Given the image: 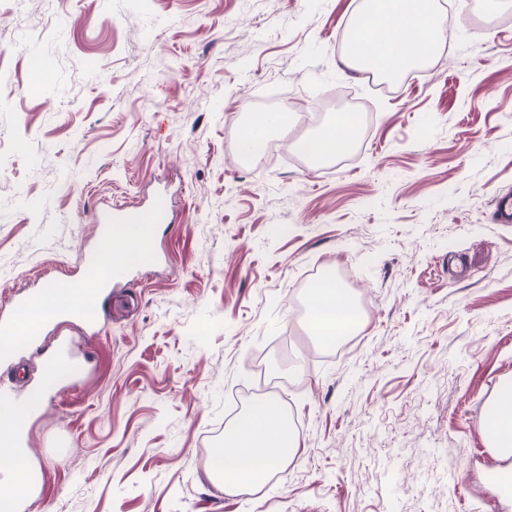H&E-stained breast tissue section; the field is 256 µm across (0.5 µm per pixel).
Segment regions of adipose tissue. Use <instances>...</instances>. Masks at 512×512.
<instances>
[{
	"mask_svg": "<svg viewBox=\"0 0 512 512\" xmlns=\"http://www.w3.org/2000/svg\"><path fill=\"white\" fill-rule=\"evenodd\" d=\"M447 28L433 11L430 0H366L364 11L343 64L350 70H375L400 76L423 65L443 41ZM356 123L352 113H337L318 135L295 142L304 155L323 158L348 150ZM311 332L323 344L341 340L359 323L358 312L336 279L325 277L308 296ZM64 370L51 362L43 384L23 401L0 406V430L25 425L39 406L43 390L54 385ZM495 420L489 433L492 447L512 454V383L504 384L493 400ZM298 447V437L280 402L272 397L252 400L225 431L221 444L209 454L206 474L223 479L225 491L262 479L287 462Z\"/></svg>",
	"mask_w": 512,
	"mask_h": 512,
	"instance_id": "1",
	"label": "adipose tissue"
}]
</instances>
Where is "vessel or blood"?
Here are the masks:
<instances>
[{
  "instance_id": "b4317fda",
  "label": "vessel or blood",
  "mask_w": 512,
  "mask_h": 512,
  "mask_svg": "<svg viewBox=\"0 0 512 512\" xmlns=\"http://www.w3.org/2000/svg\"><path fill=\"white\" fill-rule=\"evenodd\" d=\"M169 216V202L164 195H157L148 206L122 207L112 211L96 214L94 222L98 228L96 244L89 252L85 267L87 270L96 268L103 251L111 248L116 239L117 229L125 224H163ZM128 266L120 261H113L109 269L101 271L97 279H88L86 274L80 275V282L88 286L87 294L92 299H99L103 290L112 282L120 280L128 273ZM43 310V323L61 322L75 315L83 316L87 326H95L96 320L90 316L88 309L80 306L70 288L52 286L37 293L19 292L13 298V307L9 313L0 314V361L13 358L20 347L36 342L39 330H31L27 334H19V323L23 313ZM20 336V343H13V336Z\"/></svg>"
}]
</instances>
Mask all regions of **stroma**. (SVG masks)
<instances>
[{
    "instance_id": "35a3bbf8",
    "label": "stroma",
    "mask_w": 512,
    "mask_h": 512,
    "mask_svg": "<svg viewBox=\"0 0 512 512\" xmlns=\"http://www.w3.org/2000/svg\"><path fill=\"white\" fill-rule=\"evenodd\" d=\"M364 0H0V310L85 264L101 204L170 197L148 261L99 326L47 327L0 380L27 396L60 338L81 383L24 433L46 470L33 512H512L485 408L512 382V0H454L453 36L390 92L351 71ZM348 94L357 156L243 171L228 138L264 91ZM329 269L360 325L331 354L304 277ZM269 392L299 446L233 494L211 448Z\"/></svg>"
}]
</instances>
